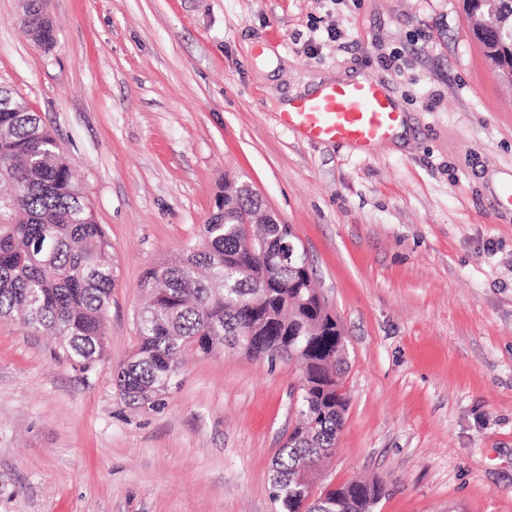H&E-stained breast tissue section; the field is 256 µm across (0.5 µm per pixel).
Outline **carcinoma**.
I'll return each instance as SVG.
<instances>
[{
  "instance_id": "obj_1",
  "label": "carcinoma",
  "mask_w": 512,
  "mask_h": 512,
  "mask_svg": "<svg viewBox=\"0 0 512 512\" xmlns=\"http://www.w3.org/2000/svg\"><path fill=\"white\" fill-rule=\"evenodd\" d=\"M30 31L54 42L49 22L31 4ZM0 317L54 336L70 357L93 363L107 353L105 318L112 297V242L74 180L71 162L30 109L0 112ZM262 205L226 180L199 242L149 269L148 303L138 315L139 344L114 370L121 394L152 409L181 384L180 357L194 348H224L301 366L296 424L273 461L271 497L277 512H369L378 485L352 480L321 488L307 501L292 489L315 487L321 464L336 448L348 405L343 391L345 339L312 287L309 265L275 260L287 224L245 222Z\"/></svg>"
}]
</instances>
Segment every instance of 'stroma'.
Wrapping results in <instances>:
<instances>
[{"label": "stroma", "instance_id": "35a3bbf8", "mask_svg": "<svg viewBox=\"0 0 512 512\" xmlns=\"http://www.w3.org/2000/svg\"><path fill=\"white\" fill-rule=\"evenodd\" d=\"M0 0V86L70 160L112 242L108 354L91 367L0 319V512H275L296 362L184 356L138 409L112 373L146 272L193 244L224 180L290 225L347 343L323 484L370 512H512V80L461 0ZM403 106L365 155L308 143L282 104L355 76ZM31 12V23L30 31L37 42L53 43L54 36L53 30L49 22L42 18L40 10L37 8L36 3H32L30 6Z\"/></svg>", "mask_w": 512, "mask_h": 512}]
</instances>
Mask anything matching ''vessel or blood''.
Here are the masks:
<instances>
[{
  "mask_svg": "<svg viewBox=\"0 0 512 512\" xmlns=\"http://www.w3.org/2000/svg\"><path fill=\"white\" fill-rule=\"evenodd\" d=\"M401 113L371 80L333 83L291 102L282 127L308 142H338L369 152L391 140Z\"/></svg>",
  "mask_w": 512,
  "mask_h": 512,
  "instance_id": "obj_1",
  "label": "vessel or blood"
}]
</instances>
